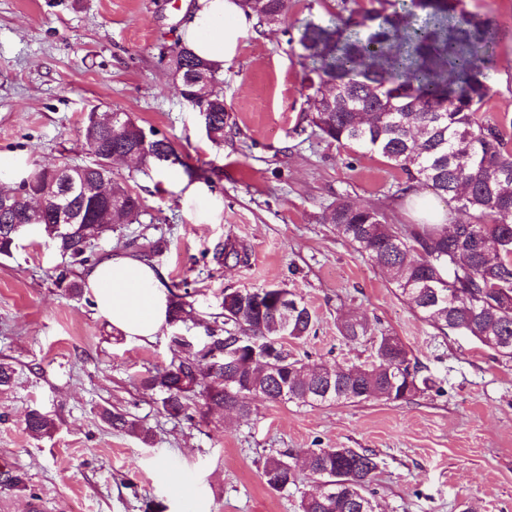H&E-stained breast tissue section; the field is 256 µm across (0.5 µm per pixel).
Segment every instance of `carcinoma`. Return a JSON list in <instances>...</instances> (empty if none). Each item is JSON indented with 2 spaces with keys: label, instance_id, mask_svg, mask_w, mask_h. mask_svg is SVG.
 <instances>
[{
  "label": "carcinoma",
  "instance_id": "obj_1",
  "mask_svg": "<svg viewBox=\"0 0 512 512\" xmlns=\"http://www.w3.org/2000/svg\"><path fill=\"white\" fill-rule=\"evenodd\" d=\"M379 8L340 19V25H306L299 45L308 98L310 122L330 141L376 154L406 175L401 192L423 184L446 204L470 217L466 223H385L374 209L339 201L327 220L336 233L358 252L376 260L390 283L420 319L443 334L464 325L469 338L512 359V148L496 123L477 118L490 87L483 67L492 62L499 28L489 17L466 12L461 0H377ZM258 23L271 25L282 17L286 0H267V9L244 3ZM173 82L185 100L192 87L181 69L200 68L213 81L208 139L224 142L229 113L218 88V70L197 58L186 46L171 51ZM82 147H95L97 161L107 165L112 153L146 143L145 166L184 165L173 143L140 124L119 134L105 120L92 123L86 116ZM173 160H167V157ZM94 176L86 165L47 163L36 166L18 183V200L9 211L0 210V256L12 257L20 240L36 234L50 241L68 263L57 275L58 285L82 295L74 268L99 261L92 250L93 233L104 235L118 224L138 221L141 201L121 183H112V196L121 200L112 214H101L102 224H57L56 204L31 207L36 189L62 175ZM493 221L488 222L486 218ZM217 264L248 262L247 249L231 240L215 250ZM455 269L448 286L444 268ZM168 323H196L193 293L188 283L168 288ZM222 319L207 327L208 352L202 347L174 357L168 365L140 378L147 391L159 394L162 410L173 418L194 420L196 399L212 409L252 413V400L301 405L354 403L373 398L408 402L429 387L421 366L397 336L382 335L374 345L375 364L362 369L338 364L309 367L282 351L285 338L302 339L314 327L315 316L296 293L274 286L224 293ZM343 338L356 342L365 327L356 320L340 326ZM112 429L147 440L149 429L123 412L104 411ZM25 428L31 437L51 435L56 422L37 409L30 410ZM378 468L375 454L357 448H308L296 454L266 457L263 478L274 491L299 480V472L314 477L303 493L300 512H377L368 486ZM331 486L326 498L319 488Z\"/></svg>",
  "mask_w": 512,
  "mask_h": 512
}]
</instances>
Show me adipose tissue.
Masks as SVG:
<instances>
[{"instance_id": "ef3b65f1", "label": "adipose tissue", "mask_w": 512, "mask_h": 512, "mask_svg": "<svg viewBox=\"0 0 512 512\" xmlns=\"http://www.w3.org/2000/svg\"><path fill=\"white\" fill-rule=\"evenodd\" d=\"M181 41L215 66L234 57L254 17L241 0H196L186 6ZM98 312L130 339L156 336L167 323L169 294L156 270L135 256L115 253L91 265L84 275Z\"/></svg>"}]
</instances>
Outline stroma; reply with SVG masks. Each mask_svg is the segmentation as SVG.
I'll return each instance as SVG.
<instances>
[{
    "instance_id": "1",
    "label": "stroma",
    "mask_w": 512,
    "mask_h": 512,
    "mask_svg": "<svg viewBox=\"0 0 512 512\" xmlns=\"http://www.w3.org/2000/svg\"><path fill=\"white\" fill-rule=\"evenodd\" d=\"M184 0H0V157L27 167L88 164L79 131L92 108L129 113L170 139L182 158L164 170L115 164L112 176L140 197L138 223L95 242L164 238L152 261L165 284L196 290L200 323L164 326L138 342L117 334L87 298L55 282L63 258L48 242L22 239L0 258V362L15 370L0 389V460L22 477L0 485V512H299L302 484L277 492L264 482L266 456L300 448H364L376 455L370 482L378 512H512V361L476 341L444 335L396 294L384 270L339 238L326 215L343 200L413 217L396 197L405 181L383 158L321 138L308 122L299 33L371 0H288L283 24H252L220 73L231 132L206 136L198 112L173 89L164 54L180 44ZM491 95L478 113L512 142V33L487 68ZM212 171L211 180L189 169ZM249 253L219 266L226 239ZM285 284L317 317L315 331L287 340L309 364L365 365L377 336L399 337L435 382L408 402L384 399L302 406L255 398L246 417L219 409L187 422L163 413L144 391L146 370L174 356L171 338L200 336L222 311L225 290ZM363 322L359 342L342 321ZM54 418L35 439L24 417ZM120 410L151 431L144 443L113 431L103 410Z\"/></svg>"
}]
</instances>
